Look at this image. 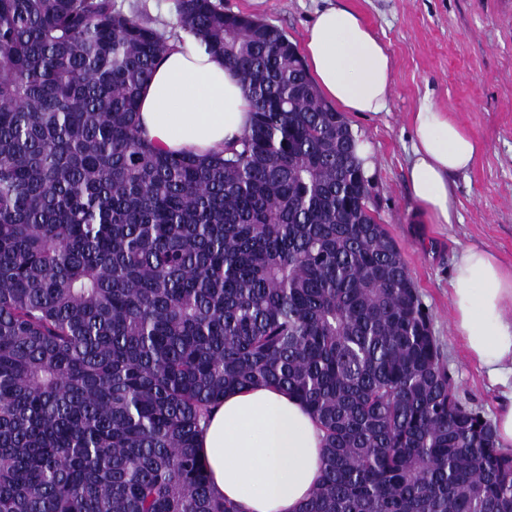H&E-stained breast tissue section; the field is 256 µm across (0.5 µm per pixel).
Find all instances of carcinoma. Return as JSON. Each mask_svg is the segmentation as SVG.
Masks as SVG:
<instances>
[{
    "instance_id": "1",
    "label": "carcinoma",
    "mask_w": 512,
    "mask_h": 512,
    "mask_svg": "<svg viewBox=\"0 0 512 512\" xmlns=\"http://www.w3.org/2000/svg\"><path fill=\"white\" fill-rule=\"evenodd\" d=\"M251 123L142 137L169 48L116 0H0V512H242L199 455L230 390L321 424L299 512H512V451L456 397L358 138L280 29L176 0Z\"/></svg>"
}]
</instances>
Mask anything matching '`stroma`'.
Returning a JSON list of instances; mask_svg holds the SVG:
<instances>
[{
	"label": "stroma",
	"instance_id": "35a3bbf8",
	"mask_svg": "<svg viewBox=\"0 0 512 512\" xmlns=\"http://www.w3.org/2000/svg\"><path fill=\"white\" fill-rule=\"evenodd\" d=\"M302 45L318 11L359 12L393 59L387 112L345 118L372 151L371 203L399 246L441 345L457 396L494 417L502 388L452 331L451 276L457 254L477 247L512 267V0H223ZM430 100L484 144L473 167L451 179L458 218L432 224L406 179L410 120Z\"/></svg>",
	"mask_w": 512,
	"mask_h": 512
}]
</instances>
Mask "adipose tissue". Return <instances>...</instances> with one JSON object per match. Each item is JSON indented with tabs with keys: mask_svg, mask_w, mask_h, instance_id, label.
I'll use <instances>...</instances> for the list:
<instances>
[{
	"mask_svg": "<svg viewBox=\"0 0 512 512\" xmlns=\"http://www.w3.org/2000/svg\"><path fill=\"white\" fill-rule=\"evenodd\" d=\"M302 48L326 100L365 118L386 111L393 62L356 11H318ZM139 118L155 150L205 157L235 142L251 113L240 78L223 57L176 43L141 93ZM411 124L409 188L431 223H454L450 180L473 166L483 144L427 101ZM451 287L455 334L488 377L512 391V267L469 247L454 263ZM201 428L200 454L212 486L244 512H298L309 498L320 474L323 431L288 391L265 385L229 391Z\"/></svg>",
	"mask_w": 512,
	"mask_h": 512,
	"instance_id": "obj_1",
	"label": "adipose tissue"
}]
</instances>
